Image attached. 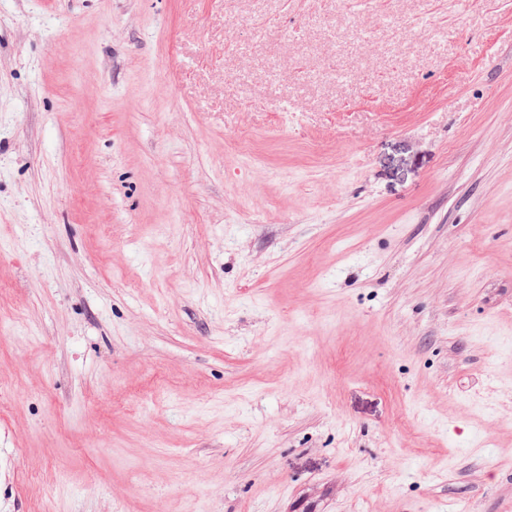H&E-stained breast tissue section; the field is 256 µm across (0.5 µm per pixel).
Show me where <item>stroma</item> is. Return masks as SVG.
Here are the masks:
<instances>
[{
  "mask_svg": "<svg viewBox=\"0 0 512 512\" xmlns=\"http://www.w3.org/2000/svg\"><path fill=\"white\" fill-rule=\"evenodd\" d=\"M0 512H512V0H0Z\"/></svg>",
  "mask_w": 512,
  "mask_h": 512,
  "instance_id": "stroma-1",
  "label": "stroma"
}]
</instances>
